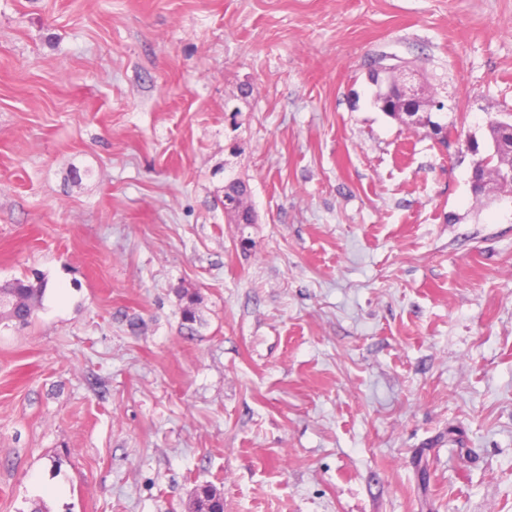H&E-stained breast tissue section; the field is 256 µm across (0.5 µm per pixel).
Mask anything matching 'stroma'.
Listing matches in <instances>:
<instances>
[{"label": "stroma", "mask_w": 512, "mask_h": 512, "mask_svg": "<svg viewBox=\"0 0 512 512\" xmlns=\"http://www.w3.org/2000/svg\"><path fill=\"white\" fill-rule=\"evenodd\" d=\"M507 112L512 0H0V512H512ZM402 78L398 84V93L401 98L404 100L408 106L404 111V122L405 123H413V117L415 116V112L420 111V102L423 98L422 91L418 88H415L410 83V76L408 73H404L402 70ZM498 141L502 144L497 149L485 153L479 157L482 163V174L486 175L489 181L510 188L512 191V179L503 177L504 174L512 172V148L503 143L512 142V126H498ZM224 213L234 224H242V218H245L249 224L252 223V208L245 183L235 181L225 187ZM47 288V281L45 278L35 273L33 280L27 275L19 278H14L9 282L0 285V293L8 296L9 301L17 300L28 306L26 317L41 306L44 294ZM8 301V304H9ZM10 305V304H9ZM24 319L23 325L30 324V320ZM204 502H207L211 512H224V498L220 491L211 485L200 486L194 491L191 511L198 512L196 509Z\"/></svg>", "instance_id": "1"}]
</instances>
